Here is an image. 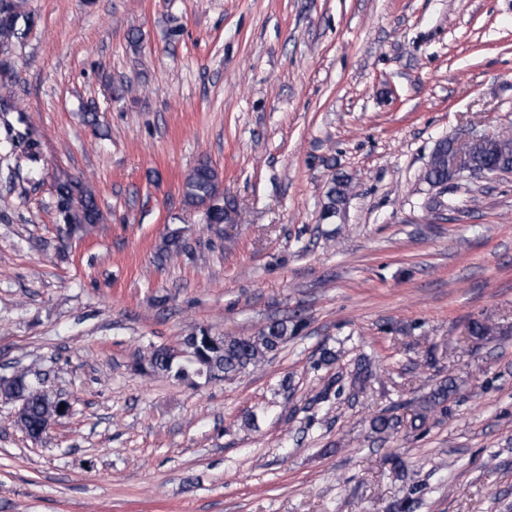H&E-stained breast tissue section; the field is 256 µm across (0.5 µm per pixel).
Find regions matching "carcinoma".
Masks as SVG:
<instances>
[{"label": "carcinoma", "mask_w": 512, "mask_h": 512, "mask_svg": "<svg viewBox=\"0 0 512 512\" xmlns=\"http://www.w3.org/2000/svg\"><path fill=\"white\" fill-rule=\"evenodd\" d=\"M31 23L25 11V0H0V53L8 54L15 41L21 39ZM452 145L432 154L425 180L428 182L448 181L455 172L448 166V155ZM469 155L475 166L490 173L512 172V134L501 133L486 141L476 142L469 148ZM351 191V182L343 177L332 179L328 191L327 215L336 214L337 206L343 204ZM184 204L197 208L206 201L220 199V176L209 163L202 162L189 173L183 187ZM77 210L70 220L76 224H97L101 213L92 191H80ZM299 323L288 324L276 320L265 324L248 336H216L204 327H194L183 338V351L158 347L147 356L143 371L177 380L202 379L206 382L231 379L265 362L276 353L288 338L298 331ZM46 374L23 369L14 374L5 389V395L23 397L24 413L17 424L31 438L39 439L46 434L50 419L62 417L67 410L61 408L65 398L51 394L45 389ZM458 392V385L452 378L444 380L425 396L419 410L414 414L411 427L418 429L437 412L446 411L445 403ZM398 418L381 413L372 421V429L378 435H391L398 430Z\"/></svg>", "instance_id": "obj_1"}]
</instances>
